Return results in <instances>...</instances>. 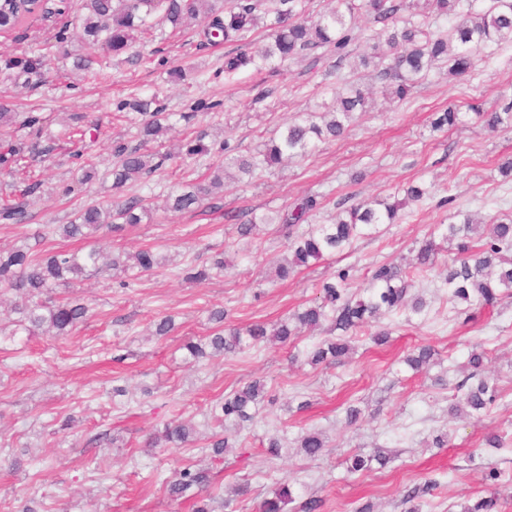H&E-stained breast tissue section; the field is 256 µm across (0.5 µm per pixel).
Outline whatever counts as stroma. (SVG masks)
Segmentation results:
<instances>
[{
    "label": "stroma",
    "mask_w": 512,
    "mask_h": 512,
    "mask_svg": "<svg viewBox=\"0 0 512 512\" xmlns=\"http://www.w3.org/2000/svg\"><path fill=\"white\" fill-rule=\"evenodd\" d=\"M85 3L70 0L65 16L31 19L0 35V57L49 54L47 71L26 85L0 70V97L14 111L42 118L39 130L18 128L15 138L55 144L50 156L28 159L40 189L27 201L26 223L0 224V249L94 246L116 255L153 247L165 262L148 276L112 270L59 288L58 296L89 308L70 336L0 335V512H191L188 501L169 495L165 481L192 465L211 473L215 512H259L281 483L293 497L285 512H300L310 498L321 500V512H356L366 503L374 512H405L406 490L431 479L438 488L421 499V512H460L461 505L492 493L499 512H512V296L463 322L441 286L457 244L440 230L459 210L484 220L512 213V179L498 169L512 156V129L490 131L472 112L512 95V44L502 43L468 77L452 79L432 69L414 95L392 102L369 71L335 70L325 58L225 77L227 45L202 47L193 28L162 24L140 45L137 63L107 56L105 78L94 79L72 67L74 57L93 51L81 38ZM175 65L189 67L185 82L170 81L167 71ZM347 81L373 85L376 105L357 113L343 137L266 170L250 186L229 180L190 210L166 209L171 189L204 183L224 162L215 152L171 159L168 151L201 134L209 145L228 142L234 155L256 153L297 112L331 100ZM261 88L272 95L259 102ZM153 94L171 112L172 129L146 146L166 157L142 190L146 217L89 240L49 233L48 225L67 223L80 204L112 202V144L135 132L118 118L116 105ZM198 100L208 109L191 112ZM451 105L463 112L462 123L433 129L436 112ZM86 158L95 163L97 178L65 194ZM411 184L429 187L430 195L404 207L397 223L379 225L284 282L270 272L271 262L287 252L281 225H259L246 237L238 232L240 214L284 212L307 195L320 202L311 223L328 224L340 201L400 199ZM428 240L436 247L434 264L409 289L425 300L423 313L411 318L395 310L372 322L352 337L353 352L340 363L313 366L304 359L327 338L324 326L285 346L264 343L193 364L185 360V342L213 333L211 309H224L227 324L236 327H272L311 305L330 274L345 269L354 284H364L373 265H407ZM215 257L226 262L223 274L204 283L186 280L187 266ZM167 315L174 330L154 335L155 322ZM381 329L390 336L379 346L371 334ZM424 345L436 356L417 372L404 359ZM476 347L485 352L482 372L494 380L499 397L481 418H450ZM254 380L266 392L254 421L218 428L212 406ZM116 387L124 395H113ZM350 406L361 411L353 425L346 421ZM67 418L71 429L61 430ZM173 420L192 426L187 447H145L147 435ZM220 430L233 447L219 462L210 460L207 445ZM313 430L323 432L326 448L310 459L298 452L297 440ZM441 433L448 436L445 446L433 447ZM491 433L504 436V448L486 446ZM275 435L285 439L278 458L266 450ZM376 453L385 463L348 473L353 455ZM493 470L498 480H489Z\"/></svg>",
    "instance_id": "stroma-1"
}]
</instances>
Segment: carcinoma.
I'll return each mask as SVG.
<instances>
[{"mask_svg":"<svg viewBox=\"0 0 512 512\" xmlns=\"http://www.w3.org/2000/svg\"><path fill=\"white\" fill-rule=\"evenodd\" d=\"M12 4L11 22H19L39 5L29 0H8ZM339 7L317 21L305 16L304 0H275L274 16L269 24L268 42L254 51L238 48L224 54V74L230 76L245 69L262 71L274 62L298 59L334 57L333 67L341 69L346 62L357 66L373 67L372 75L389 87L392 96L404 100L418 86L419 80L436 65L444 64L448 76L460 78L476 70L483 56L493 54L504 42L512 43V0H487L485 7L479 0H337ZM263 0H88V15L82 20L84 39L114 55L126 54L128 60L139 58L136 47L152 29L151 18L158 14L172 27L179 29L186 19L203 15L197 30L200 45L233 44L242 41L257 27L261 19ZM445 19L447 26L432 30L429 19ZM356 42L370 45L371 52L360 53L352 48ZM46 66L43 55L5 57L0 69L12 73L14 79L28 82L30 75ZM371 105V87L351 84L346 91L334 95V105L325 103L319 109L303 111L270 140L264 150L248 157H232L229 144L223 142L224 164L253 180L285 157L304 156L317 147V142L342 136L356 112H365ZM131 109L139 117L137 143L118 141L113 145L117 163L112 167V187L120 190L130 183L145 180L162 165L155 155L145 150V143L154 141L167 131L169 113L154 96L134 99L119 104V110ZM476 118L489 129L512 127V98H502L492 109L475 113ZM462 112L450 106L435 120L438 129L451 128L461 123ZM40 122L33 114L18 120L6 103H0V125L22 128ZM53 146L28 145L21 139L0 141V176H14L25 168L26 154L47 155ZM224 186V170L213 172L205 185L190 191H171L167 196L168 209L181 212L197 204L201 197ZM428 194L423 186L406 188L404 198L393 203L388 199H375L345 208L331 224H309L301 227L308 214L316 210L319 202L306 196L284 213L279 223L285 226L288 238V256L276 261L275 272L282 281L300 267L319 261L326 255L344 250L353 239L376 231L380 224H394L399 211L409 201H419ZM148 213L143 198L129 196L110 207L85 204L78 207L66 224L55 225V231L65 238H91L104 228L117 229L123 224H139ZM27 220L26 204L17 198L0 202V221L6 224H24ZM445 238L460 241L462 256L454 259L443 278L448 298L471 306L493 305L499 296L512 292V217L492 224H476L467 213L458 211L452 221L440 225ZM484 237L476 250L467 240L472 236ZM433 243L422 246L417 264L402 268L391 264L374 266L367 289L368 296L356 300L349 291L348 273L330 276L321 285L318 301L269 330L263 324L245 328L224 327V310L210 312L215 322L214 333L206 341L185 344L188 359L216 357L240 352L266 341L286 344L304 327L315 328L323 320H330L332 329L342 335L321 341L308 353L309 363L319 365L338 361L351 346L346 334L358 332L368 326L382 311L405 309L411 315L422 312L423 303L407 299L408 288L414 277L432 266ZM101 255L95 249L84 253L55 251L38 255L26 247L0 251V293L9 292L18 297L13 311L18 315L15 329L29 335L41 334L55 338L70 335L87 318L88 307L68 298L56 300L52 293L59 287H71L88 272L103 269L135 275H149L160 267L157 254L145 248L133 255L112 257L100 265ZM224 272V259L203 262L187 268L186 279L204 282ZM484 352L473 350L468 363L475 369L471 377L477 382L464 393L463 402L476 417L494 404L498 398L495 384L478 373ZM264 385L255 380L224 397L214 410L218 426L226 421L251 422L264 402ZM192 429L186 424L172 421L163 431L152 434L147 446L155 448L164 443L167 448L180 449L190 442ZM229 447L228 437L215 433L208 444L214 461L224 459ZM325 447L318 432L305 434L299 450L315 458ZM168 492L176 498L195 490L199 500L192 512H213L212 497L204 496L209 487L208 470L185 466L175 470L166 481ZM292 500L289 487L276 488L272 497L261 505V512H284ZM461 512H498V499L491 494L480 498Z\"/></svg>","mask_w":512,"mask_h":512,"instance_id":"cac0c4a2","label":"carcinoma"}]
</instances>
